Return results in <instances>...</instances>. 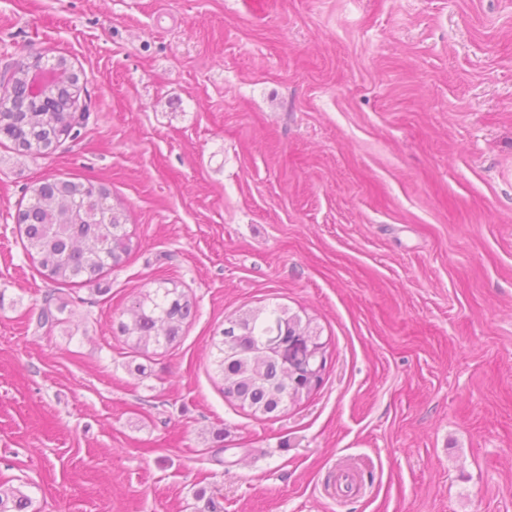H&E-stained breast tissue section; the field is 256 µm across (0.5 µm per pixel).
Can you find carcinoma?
Listing matches in <instances>:
<instances>
[{
    "label": "carcinoma",
    "mask_w": 512,
    "mask_h": 512,
    "mask_svg": "<svg viewBox=\"0 0 512 512\" xmlns=\"http://www.w3.org/2000/svg\"><path fill=\"white\" fill-rule=\"evenodd\" d=\"M38 68L19 60L0 77V102H12L0 109V136L27 153L48 154L62 136H79L89 108L83 106L75 122L71 110L61 105L68 88L77 83L66 58L56 60L50 79L34 91L30 76ZM109 198L103 187L72 180L46 181L32 189L19 223L24 225V249L41 274L56 283L90 284L121 263L130 251L131 236L124 210ZM193 307L192 298L175 281H164L134 302L120 331L136 352L147 356L176 341ZM64 308L54 304L53 296L46 297L38 324L60 322ZM213 347L224 396L255 415L282 412L309 397L322 381L317 366L325 343L311 321L285 308L229 321ZM31 504L18 490L0 489V512H29Z\"/></svg>",
    "instance_id": "carcinoma-1"
}]
</instances>
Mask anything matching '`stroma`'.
I'll return each mask as SVG.
<instances>
[{"label": "stroma", "mask_w": 512, "mask_h": 512, "mask_svg": "<svg viewBox=\"0 0 512 512\" xmlns=\"http://www.w3.org/2000/svg\"><path fill=\"white\" fill-rule=\"evenodd\" d=\"M61 56L80 136L0 140V483L32 512H512V0H0V71ZM62 179L127 215L94 287L23 248ZM164 280L196 309L145 361L118 323ZM276 305L326 367L266 419L211 338Z\"/></svg>", "instance_id": "1"}]
</instances>
